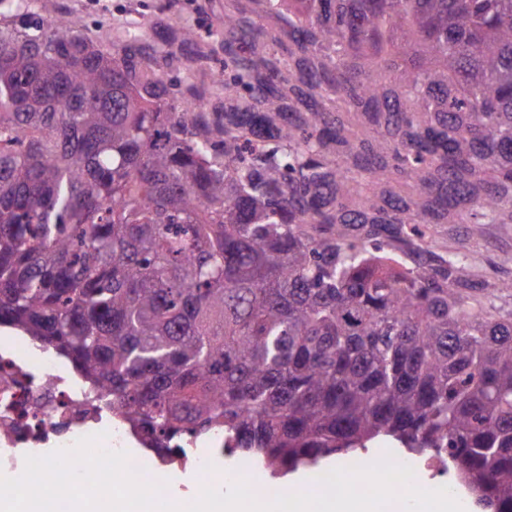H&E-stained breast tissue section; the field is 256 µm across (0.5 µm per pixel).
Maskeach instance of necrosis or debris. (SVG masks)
I'll return each instance as SVG.
<instances>
[{
    "mask_svg": "<svg viewBox=\"0 0 512 512\" xmlns=\"http://www.w3.org/2000/svg\"><path fill=\"white\" fill-rule=\"evenodd\" d=\"M99 433L112 451L126 450L131 436L122 421L96 408L73 366L21 336L0 346L1 475L20 476L26 456L68 449ZM223 447L219 435L195 441L190 464L201 484L221 487L216 464Z\"/></svg>",
    "mask_w": 512,
    "mask_h": 512,
    "instance_id": "4bbe7bcc",
    "label": "necrosis or debris"
}]
</instances>
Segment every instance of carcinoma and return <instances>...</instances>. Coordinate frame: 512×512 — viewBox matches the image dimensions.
I'll list each match as a JSON object with an SVG mask.
<instances>
[{
    "label": "carcinoma",
    "instance_id": "obj_1",
    "mask_svg": "<svg viewBox=\"0 0 512 512\" xmlns=\"http://www.w3.org/2000/svg\"><path fill=\"white\" fill-rule=\"evenodd\" d=\"M226 2L190 58L176 21L109 51L56 0L0 19V325L163 459L382 438L512 512V310L469 302L504 283L427 244L512 224V0ZM217 54V100L169 91Z\"/></svg>",
    "mask_w": 512,
    "mask_h": 512
}]
</instances>
